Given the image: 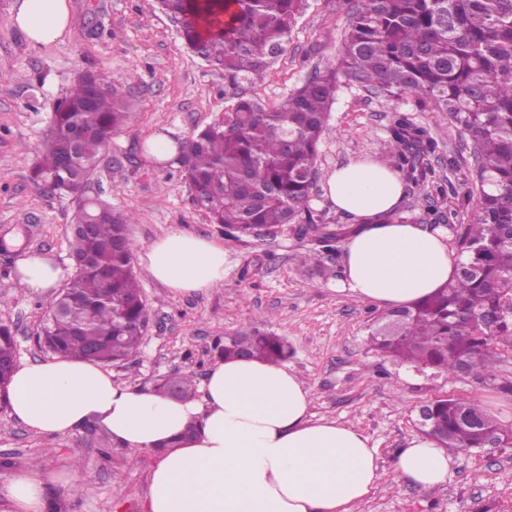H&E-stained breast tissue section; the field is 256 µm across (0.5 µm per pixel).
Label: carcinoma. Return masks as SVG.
I'll return each instance as SVG.
<instances>
[{
	"instance_id": "obj_1",
	"label": "carcinoma",
	"mask_w": 512,
	"mask_h": 512,
	"mask_svg": "<svg viewBox=\"0 0 512 512\" xmlns=\"http://www.w3.org/2000/svg\"><path fill=\"white\" fill-rule=\"evenodd\" d=\"M338 61L309 77L276 108L241 91L232 111L192 135L177 159L192 202L231 237L298 225L332 250L337 234L315 225L310 199L318 143L340 83L352 81L390 97L411 95L472 142L477 202L457 228L462 257L455 279L369 336L372 349L417 367L492 376L496 350L512 347V0H353ZM180 22L188 47L238 89L263 78L288 47L303 0H159ZM131 120L122 97L90 75L61 101L45 134L32 180L77 199L68 232L74 276L49 307L39 342L53 353L100 364L129 362L139 351L148 309L132 267L126 226L134 215L84 189L112 135ZM438 148L427 128L398 113L382 145L383 160L405 179L426 182V159ZM428 222L451 224L453 211L428 206ZM15 339L0 324V383L13 372ZM218 357L278 364L284 338L251 324L216 346ZM165 395L195 394L192 375L165 379ZM430 428L445 448H482L498 430L478 404L448 397L428 406Z\"/></svg>"
}]
</instances>
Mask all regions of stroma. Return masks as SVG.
Listing matches in <instances>:
<instances>
[{"instance_id": "35a3bbf8", "label": "stroma", "mask_w": 512, "mask_h": 512, "mask_svg": "<svg viewBox=\"0 0 512 512\" xmlns=\"http://www.w3.org/2000/svg\"><path fill=\"white\" fill-rule=\"evenodd\" d=\"M72 33L65 42L31 46L12 21L15 0H0V73L13 76L0 93V323L15 336L18 364L50 359L35 342L50 296L15 289L16 263L25 253L52 258L74 272L67 229L71 197L44 192L30 178L39 142L56 106L77 79L94 75L122 94L130 124L101 154L90 181L92 196L134 212L128 227L134 254H141L168 227L178 225L223 243L232 268L223 286L202 295H174L135 265L148 308V327L133 368L113 367L114 381L152 388L176 373L203 380L215 362L218 338L248 322L286 337L294 355L288 366L311 390V410L345 423L379 453L380 479L355 512H512V447L487 445L453 450L447 481L425 490L393 479L398 449L421 436L419 409L453 396L487 403L503 429H512V350L498 349L491 377L419 371L370 350L369 327L382 314L378 304L338 288L343 241L304 264L311 237L286 224L272 235L229 238L191 202L177 165L157 166L144 143L156 132L193 133L230 111L235 99L223 71L194 54L180 27L158 0H68ZM350 0H305L288 49L247 92L275 108L315 69L339 52ZM408 113L439 144L428 159L437 178L450 180L454 195L437 206L456 212L440 225L456 246L457 225L467 223L477 199L472 182L471 141L445 113L420 108L414 97H389L356 84H342L330 109L329 136L319 145L318 178L310 208L316 224L350 232L353 221L325 195L336 166L379 155L395 113ZM155 454L113 445L95 422L58 435L40 434L0 406V485L23 465L47 475L76 463L70 490L53 487L54 512H144L147 478Z\"/></svg>"}]
</instances>
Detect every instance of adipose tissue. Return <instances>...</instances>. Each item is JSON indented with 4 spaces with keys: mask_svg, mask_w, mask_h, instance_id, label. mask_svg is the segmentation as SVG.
Returning <instances> with one entry per match:
<instances>
[{
    "mask_svg": "<svg viewBox=\"0 0 512 512\" xmlns=\"http://www.w3.org/2000/svg\"><path fill=\"white\" fill-rule=\"evenodd\" d=\"M14 24L36 46L71 33L67 0H17ZM338 211L357 222L344 243L341 289L379 305L402 308L452 280L459 257L445 235L411 223H383L403 195L400 174L374 159L353 160L326 179ZM154 280L180 295L223 285L230 262L223 244L168 228L140 257ZM66 272L29 253L17 262L18 287L42 295ZM9 412L42 434L95 421L113 444L154 452L145 512H353L372 492L379 457L357 430L315 417L311 393L287 364L223 359L192 398L113 381L96 364L58 354L20 367L5 395ZM193 436H186L188 425ZM452 457L434 438L399 449L396 480L425 489L443 484ZM48 482L33 467L0 487V512H49Z\"/></svg>",
    "mask_w": 512,
    "mask_h": 512,
    "instance_id": "obj_1",
    "label": "adipose tissue"
}]
</instances>
